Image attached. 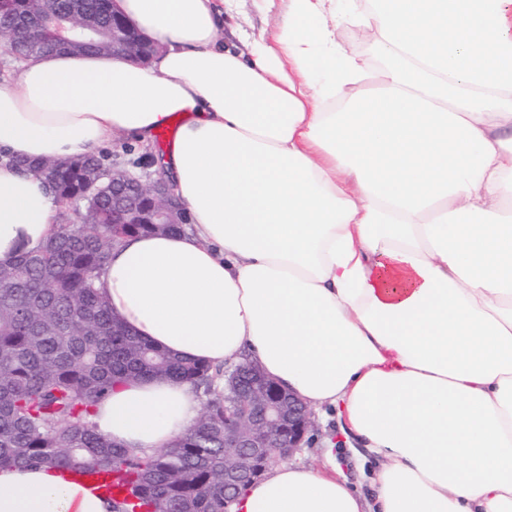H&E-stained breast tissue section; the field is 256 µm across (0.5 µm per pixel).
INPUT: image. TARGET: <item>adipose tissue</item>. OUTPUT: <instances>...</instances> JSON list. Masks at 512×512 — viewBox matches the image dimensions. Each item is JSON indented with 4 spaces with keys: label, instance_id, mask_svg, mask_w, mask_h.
<instances>
[{
    "label": "adipose tissue",
    "instance_id": "obj_1",
    "mask_svg": "<svg viewBox=\"0 0 512 512\" xmlns=\"http://www.w3.org/2000/svg\"><path fill=\"white\" fill-rule=\"evenodd\" d=\"M163 50L22 62L0 151L39 161L183 123L162 167L192 221L117 240L96 286L133 335L214 368L243 360L336 411L375 500L282 463L232 512H512V0H288L224 41V0H116ZM372 34L367 61L336 40ZM56 201L0 164V265L40 248ZM197 389L113 387L98 430L150 454ZM56 468L0 469V512H111Z\"/></svg>",
    "mask_w": 512,
    "mask_h": 512
}]
</instances>
